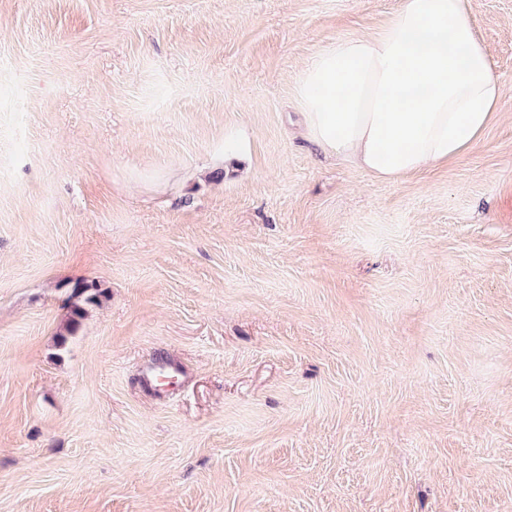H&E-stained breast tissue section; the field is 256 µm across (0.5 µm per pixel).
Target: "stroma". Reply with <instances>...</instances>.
<instances>
[{"label":"stroma","mask_w":512,"mask_h":512,"mask_svg":"<svg viewBox=\"0 0 512 512\" xmlns=\"http://www.w3.org/2000/svg\"><path fill=\"white\" fill-rule=\"evenodd\" d=\"M399 2L0 0V512H512V98L391 183L298 129ZM184 377L183 367L164 353H157L145 364L137 378L141 389L157 398H165Z\"/></svg>","instance_id":"1"}]
</instances>
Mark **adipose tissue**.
<instances>
[{
  "instance_id": "adipose-tissue-1",
  "label": "adipose tissue",
  "mask_w": 512,
  "mask_h": 512,
  "mask_svg": "<svg viewBox=\"0 0 512 512\" xmlns=\"http://www.w3.org/2000/svg\"><path fill=\"white\" fill-rule=\"evenodd\" d=\"M295 94L310 142L394 182L474 149L506 90L466 0H401L379 31L307 63Z\"/></svg>"
}]
</instances>
